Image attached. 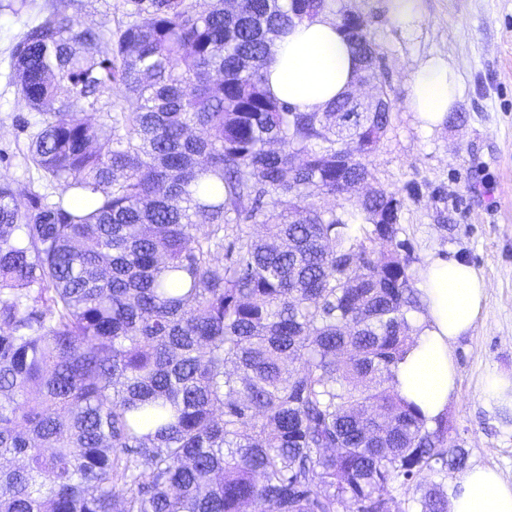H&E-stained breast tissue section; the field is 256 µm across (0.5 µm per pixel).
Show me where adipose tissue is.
Masks as SVG:
<instances>
[{"mask_svg": "<svg viewBox=\"0 0 512 512\" xmlns=\"http://www.w3.org/2000/svg\"><path fill=\"white\" fill-rule=\"evenodd\" d=\"M265 71L270 91L299 111L326 107L357 79L351 45L335 19L303 20L279 34ZM460 97L458 72L440 55L424 58L411 79L408 106L425 128L442 127ZM422 330L396 371V389L427 418L445 413L456 388L450 345L471 331L487 299L482 276L459 259L434 257L420 273ZM450 512H512V483L490 467L475 466L455 480Z\"/></svg>", "mask_w": 512, "mask_h": 512, "instance_id": "adipose-tissue-1", "label": "adipose tissue"}]
</instances>
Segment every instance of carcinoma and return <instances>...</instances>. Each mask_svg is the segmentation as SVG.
Segmentation results:
<instances>
[{"label":"carcinoma","instance_id":"carcinoma-1","mask_svg":"<svg viewBox=\"0 0 512 512\" xmlns=\"http://www.w3.org/2000/svg\"><path fill=\"white\" fill-rule=\"evenodd\" d=\"M234 2L124 0L107 34L49 9L13 46L59 192L0 180V461L23 460L0 512H394L424 472L413 512H447L465 453L396 390L421 309L404 201H312L371 175L393 102L278 99L275 38L329 0ZM339 26L371 69L367 25ZM63 93L111 98L108 129Z\"/></svg>","mask_w":512,"mask_h":512}]
</instances>
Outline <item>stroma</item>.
Masks as SVG:
<instances>
[{
  "instance_id": "obj_1",
  "label": "stroma",
  "mask_w": 512,
  "mask_h": 512,
  "mask_svg": "<svg viewBox=\"0 0 512 512\" xmlns=\"http://www.w3.org/2000/svg\"><path fill=\"white\" fill-rule=\"evenodd\" d=\"M0 0V178L27 192L36 180L24 155L31 112L12 81L11 49L37 23L45 0L13 13ZM332 12L365 18L395 101L387 135L370 156L375 185L404 199L410 272L434 256L462 258L487 284V303L473 329L452 345L456 389L448 402V438L468 452V466L496 468L512 483V422L482 396L486 379L512 372V0H422L426 21L403 37L383 0H330ZM78 29L106 31L122 0H56ZM440 54L461 76L458 117L421 126L407 100L421 60Z\"/></svg>"
}]
</instances>
